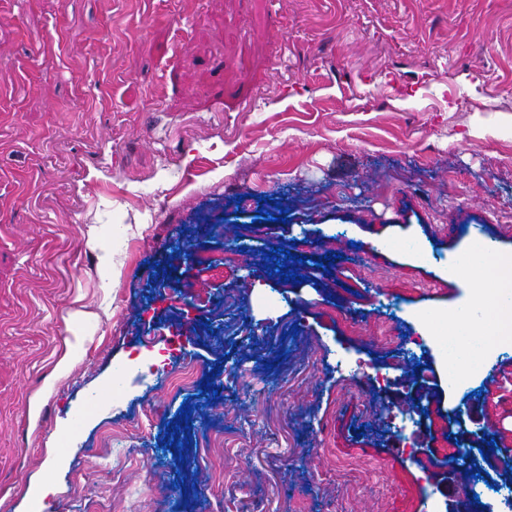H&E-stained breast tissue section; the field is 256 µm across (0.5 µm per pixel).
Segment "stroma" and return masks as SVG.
<instances>
[{
  "instance_id": "obj_1",
  "label": "stroma",
  "mask_w": 512,
  "mask_h": 512,
  "mask_svg": "<svg viewBox=\"0 0 512 512\" xmlns=\"http://www.w3.org/2000/svg\"><path fill=\"white\" fill-rule=\"evenodd\" d=\"M475 228L512 254V0H0V512H448L452 440L512 482V354L436 345ZM142 355L196 379L113 393ZM338 368L341 372L347 371L349 377L363 381L368 391L378 397L383 395L391 379L388 368L374 367L361 358L352 360L342 355L339 359Z\"/></svg>"
}]
</instances>
